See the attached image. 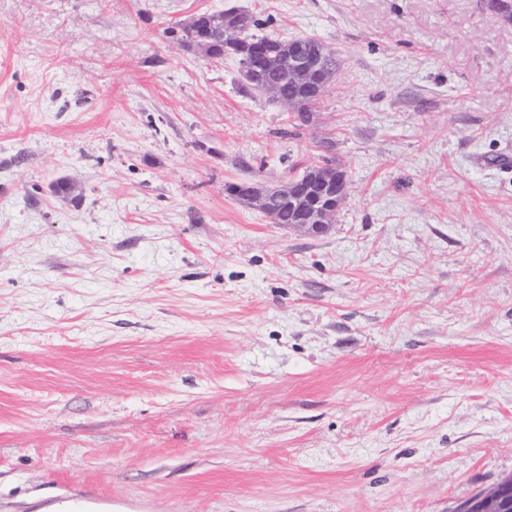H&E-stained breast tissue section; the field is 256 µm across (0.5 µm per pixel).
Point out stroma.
I'll use <instances>...</instances> for the list:
<instances>
[{
	"label": "stroma",
	"instance_id": "obj_1",
	"mask_svg": "<svg viewBox=\"0 0 512 512\" xmlns=\"http://www.w3.org/2000/svg\"><path fill=\"white\" fill-rule=\"evenodd\" d=\"M230 7L337 52L301 131L167 33ZM321 155L325 233L224 190ZM508 475L512 23L0 0V512H455ZM332 165L333 164L329 163L328 161L324 162L323 160H319L318 162H314L306 167L302 173L289 176L288 181L291 179H296V181L300 182L302 185L314 184L315 182H318V179L323 172H329L336 169L332 168ZM318 188V190L308 188L306 194L309 192L314 194L321 193V195L332 194L334 197H336V203H339L345 198L347 193V176L344 171L341 170V168H337L335 182L331 185V180H326L325 184L322 182L318 183Z\"/></svg>",
	"mask_w": 512,
	"mask_h": 512
}]
</instances>
